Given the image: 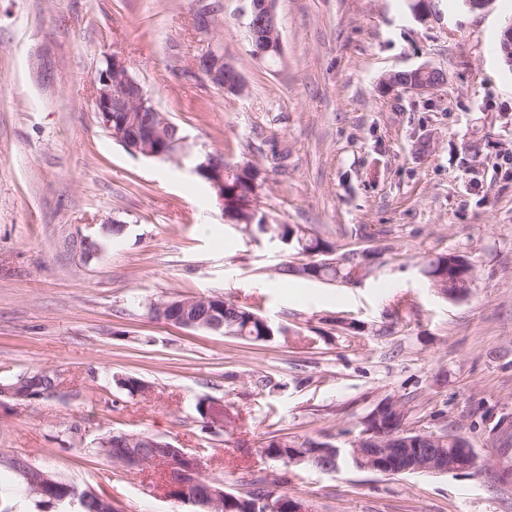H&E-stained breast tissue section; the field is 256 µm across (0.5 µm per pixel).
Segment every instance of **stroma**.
Listing matches in <instances>:
<instances>
[{
	"instance_id": "1",
	"label": "stroma",
	"mask_w": 512,
	"mask_h": 512,
	"mask_svg": "<svg viewBox=\"0 0 512 512\" xmlns=\"http://www.w3.org/2000/svg\"><path fill=\"white\" fill-rule=\"evenodd\" d=\"M220 4L239 95L193 72L209 41L199 0H0V383L58 380L50 395L0 399V454L118 512H194L165 492L166 463L129 470L95 453L118 430L186 449L230 491L282 483L309 512H512V435L494 428L512 417V68L499 52L512 0L485 13L440 0L426 20L408 0H276L273 63L251 53L244 0ZM112 54L189 135L183 165L132 156L100 124L92 80ZM427 64L445 86L381 84ZM203 150L257 166L269 221L369 251L372 275L276 276L299 256L225 221L192 171ZM112 221L124 233L90 261L71 249ZM448 250L473 265L460 300L422 273ZM203 294L252 306L281 335L253 345L149 311ZM129 376L144 395L116 386ZM264 376L273 386L256 393ZM387 396L409 399L411 428L465 436L477 471L291 478L263 453L275 435L344 445ZM205 397L230 405L231 423L205 429Z\"/></svg>"
}]
</instances>
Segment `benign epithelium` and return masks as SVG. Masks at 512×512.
I'll list each match as a JSON object with an SVG mask.
<instances>
[{
    "mask_svg": "<svg viewBox=\"0 0 512 512\" xmlns=\"http://www.w3.org/2000/svg\"><path fill=\"white\" fill-rule=\"evenodd\" d=\"M247 8V37L255 58L265 60L268 55L278 57L282 54V38L279 17L275 11V0H245ZM197 74L213 86L226 93L241 94L245 89L243 79L235 65L224 58L222 47L213 42L195 59ZM447 73L431 65H424L412 70L404 78L397 72L389 76L388 83L406 91L429 93L446 84ZM93 106L102 125L112 133V138L132 155L149 159L169 160L180 157L187 152L188 136L172 135L174 124L164 116L159 122L142 126V113L156 112L151 96L142 83L130 72L128 65L120 56L108 55L102 67L93 78ZM196 175H210V185L214 192L217 205L227 211L229 200L224 197V166L216 164L213 155H203L196 159L193 167ZM260 188H255L249 197L234 203L239 218L236 224H253L259 216L257 201ZM80 256L88 259L96 255L102 247L99 239L83 236L77 240ZM172 304H159L155 307L157 317L176 323L186 328L195 327L196 321L180 314L172 317L169 310ZM41 385L40 394H48L55 390L57 383L46 372L31 379L23 377L12 385L0 384V397L16 400L32 398L33 385ZM395 429L387 425H378L362 434L352 443L350 452L354 459L363 464V468L374 471L380 467L388 468L397 473H432L448 474L476 470L479 468V457L474 449L467 445L456 450V455H445L439 446L444 439L435 435L420 438L406 448L396 446ZM127 442L138 446V449L125 456L119 465L134 469L149 463L164 460L168 463L167 483L169 496L178 501L195 506L198 512H220L224 504L223 483L213 480L206 486L205 494L196 492L195 486L203 478L202 463L194 454L179 449L176 454H166L163 449L169 444L158 437L129 436ZM13 463L22 475L28 478L30 491L37 496L51 497L60 488L53 478L36 470L27 462L16 458Z\"/></svg>",
    "mask_w": 512,
    "mask_h": 512,
    "instance_id": "7a95c632",
    "label": "benign epithelium"
}]
</instances>
